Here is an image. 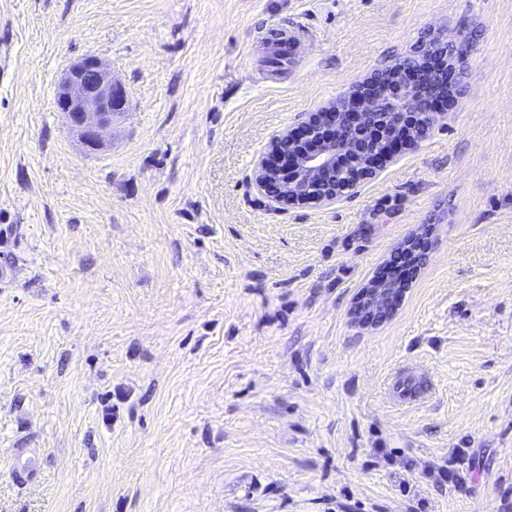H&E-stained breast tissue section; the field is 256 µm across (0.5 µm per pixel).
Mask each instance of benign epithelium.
Masks as SVG:
<instances>
[{"label": "benign epithelium", "mask_w": 512, "mask_h": 512, "mask_svg": "<svg viewBox=\"0 0 512 512\" xmlns=\"http://www.w3.org/2000/svg\"><path fill=\"white\" fill-rule=\"evenodd\" d=\"M448 81H434L412 57L374 73L339 102L309 113L298 126L275 136L271 149L257 162L255 185L270 202L300 206L330 203L338 195L321 196L336 176L354 174L358 186L372 179L397 152L424 139L433 115L448 104ZM57 106L89 152L104 144L112 119L129 108L124 87L112 67L92 53L72 62L56 91ZM268 175L287 186L284 201L266 190ZM401 277L386 267L357 294L354 304L371 314L392 313L405 289Z\"/></svg>", "instance_id": "1"}]
</instances>
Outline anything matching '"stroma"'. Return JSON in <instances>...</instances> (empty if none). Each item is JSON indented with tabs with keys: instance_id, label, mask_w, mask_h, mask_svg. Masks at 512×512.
<instances>
[{
	"instance_id": "obj_1",
	"label": "stroma",
	"mask_w": 512,
	"mask_h": 512,
	"mask_svg": "<svg viewBox=\"0 0 512 512\" xmlns=\"http://www.w3.org/2000/svg\"><path fill=\"white\" fill-rule=\"evenodd\" d=\"M459 33L377 178L257 190L275 135ZM88 52L130 104L92 154L55 96ZM0 267V512H512V0H0ZM401 278L402 276L391 274L390 267H386L376 274V281L369 282L365 288L359 291L352 306V315L360 325L371 326V324H364L356 317L354 310L357 304H360L361 312H371L369 322L372 321L376 313L386 312L389 315L396 309L406 291L404 288H398V283L403 284ZM15 453L17 454L18 459H16V465L14 467L13 473L16 480L23 484L29 482L31 479L36 477L40 472L39 465V455L35 453L27 454L24 460H19L23 455H21V448H15Z\"/></svg>"
}]
</instances>
